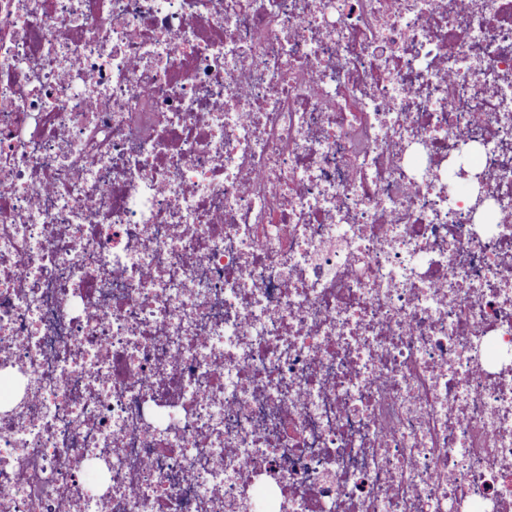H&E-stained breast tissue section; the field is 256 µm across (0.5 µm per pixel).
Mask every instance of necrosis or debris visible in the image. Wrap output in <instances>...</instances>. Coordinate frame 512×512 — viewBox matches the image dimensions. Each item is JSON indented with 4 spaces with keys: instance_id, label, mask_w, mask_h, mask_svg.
Wrapping results in <instances>:
<instances>
[{
    "instance_id": "obj_1",
    "label": "necrosis or debris",
    "mask_w": 512,
    "mask_h": 512,
    "mask_svg": "<svg viewBox=\"0 0 512 512\" xmlns=\"http://www.w3.org/2000/svg\"><path fill=\"white\" fill-rule=\"evenodd\" d=\"M3 384L0 512H512V0H0Z\"/></svg>"
}]
</instances>
